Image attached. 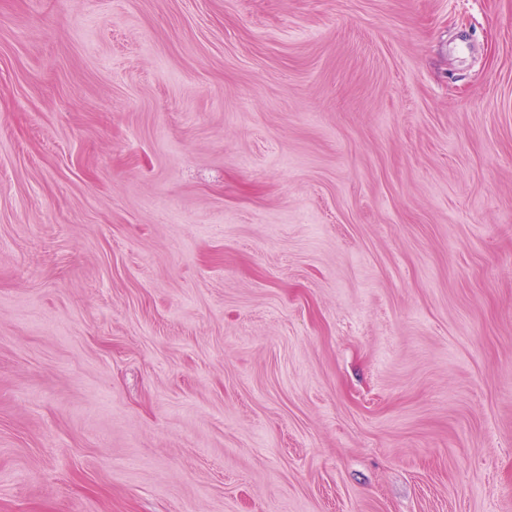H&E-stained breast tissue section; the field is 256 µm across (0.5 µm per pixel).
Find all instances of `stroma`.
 Listing matches in <instances>:
<instances>
[{"label":"stroma","mask_w":512,"mask_h":512,"mask_svg":"<svg viewBox=\"0 0 512 512\" xmlns=\"http://www.w3.org/2000/svg\"><path fill=\"white\" fill-rule=\"evenodd\" d=\"M0 512H512V0H0Z\"/></svg>","instance_id":"stroma-1"}]
</instances>
